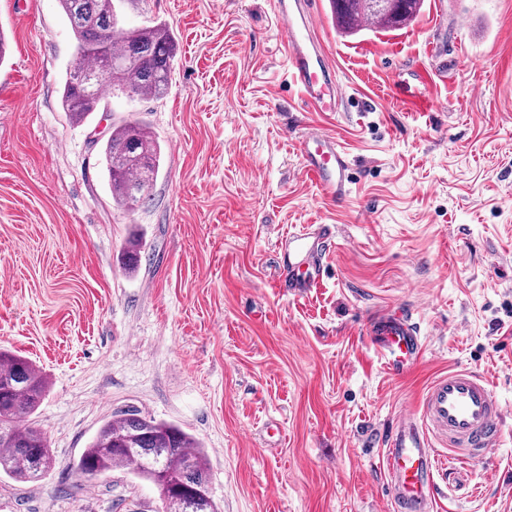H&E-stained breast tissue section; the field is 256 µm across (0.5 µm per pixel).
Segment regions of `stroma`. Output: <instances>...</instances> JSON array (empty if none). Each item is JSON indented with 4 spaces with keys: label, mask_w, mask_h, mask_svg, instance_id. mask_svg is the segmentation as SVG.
<instances>
[{
    "label": "stroma",
    "mask_w": 512,
    "mask_h": 512,
    "mask_svg": "<svg viewBox=\"0 0 512 512\" xmlns=\"http://www.w3.org/2000/svg\"><path fill=\"white\" fill-rule=\"evenodd\" d=\"M314 3L338 111L302 109L270 0H120L124 27L172 32L168 90L106 97L75 124L58 0H0V347L48 378L33 423L55 458L38 483L0 474V512H163L152 483L73 466L127 408L203 444L219 512H392L374 436L451 368L487 379L504 439L452 470L464 487L441 512H512V0H423L409 27L364 37ZM123 119L162 152L130 211L100 163ZM310 132L349 154L343 203L302 170ZM311 224L334 239L323 284L298 296L278 243ZM398 308L425 352L394 379L365 325Z\"/></svg>",
    "instance_id": "35a3bbf8"
}]
</instances>
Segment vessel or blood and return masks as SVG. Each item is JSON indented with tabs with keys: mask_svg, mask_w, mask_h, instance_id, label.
<instances>
[{
	"mask_svg": "<svg viewBox=\"0 0 512 512\" xmlns=\"http://www.w3.org/2000/svg\"><path fill=\"white\" fill-rule=\"evenodd\" d=\"M283 20L288 73L303 109L334 112L342 88L320 45L310 0H272ZM297 148L306 174L325 201H346L351 183L347 155L325 134L299 137ZM334 237L331 226L303 227L280 241L281 287L305 294L325 275L324 256ZM366 335L381 367L391 376L409 372L425 343L410 319L393 314L372 317ZM503 410L487 380L470 369H451L424 390L416 415L396 419L379 438L381 470L394 512H438L437 481L445 477L441 449L458 458L483 460L499 446Z\"/></svg>",
	"mask_w": 512,
	"mask_h": 512,
	"instance_id": "obj_1",
	"label": "vessel or blood"
}]
</instances>
